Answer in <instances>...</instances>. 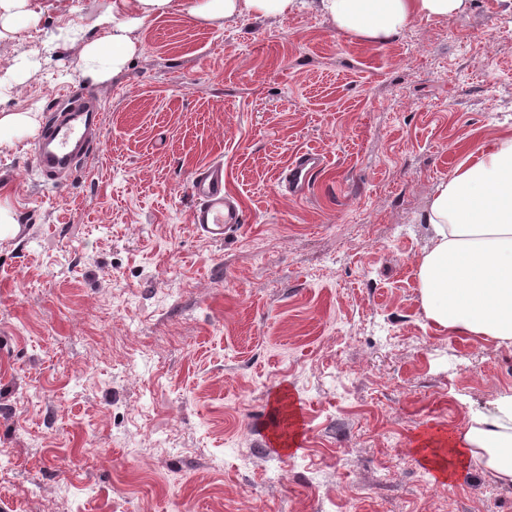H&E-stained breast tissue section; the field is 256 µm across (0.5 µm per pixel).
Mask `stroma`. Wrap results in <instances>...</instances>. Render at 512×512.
<instances>
[{
	"label": "stroma",
	"mask_w": 512,
	"mask_h": 512,
	"mask_svg": "<svg viewBox=\"0 0 512 512\" xmlns=\"http://www.w3.org/2000/svg\"><path fill=\"white\" fill-rule=\"evenodd\" d=\"M196 2L103 81L80 54L113 0H26L0 32V114L102 103L57 180L37 129L0 146V512H512L416 450L512 392V345L437 332L417 288L459 144L512 126V0L388 42ZM301 151L324 167L291 196ZM214 162L244 214L220 242L188 222Z\"/></svg>",
	"instance_id": "35a3bbf8"
}]
</instances>
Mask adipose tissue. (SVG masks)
<instances>
[{
    "label": "adipose tissue",
    "instance_id": "1",
    "mask_svg": "<svg viewBox=\"0 0 512 512\" xmlns=\"http://www.w3.org/2000/svg\"><path fill=\"white\" fill-rule=\"evenodd\" d=\"M133 14L120 10L98 21L104 34L81 53L83 69L98 73L104 64L120 71L135 45L134 21L169 10L172 0H134ZM315 5L340 30L386 42L415 18H448L465 0H207L190 15L233 19L242 15L295 13ZM462 160L432 197L425 215L433 235L418 267L427 317L451 335L490 337L512 344V129L462 146ZM420 447L448 480L475 465L498 484L512 487V394L474 415L468 429L425 435Z\"/></svg>",
    "mask_w": 512,
    "mask_h": 512
}]
</instances>
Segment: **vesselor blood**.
I'll return each instance as SVG.
<instances>
[{
  "instance_id": "1",
  "label": "vessel or blood",
  "mask_w": 512,
  "mask_h": 512,
  "mask_svg": "<svg viewBox=\"0 0 512 512\" xmlns=\"http://www.w3.org/2000/svg\"><path fill=\"white\" fill-rule=\"evenodd\" d=\"M99 106L92 96L76 95L69 105L55 111L45 137L34 148V161L44 176L66 169L75 157V146L88 142V131L96 125ZM321 168L319 155L303 151L295 154L281 182L289 193L301 192ZM195 203L189 211V222L197 233L214 241L223 240L227 231L243 221L237 199L224 190V169L207 165L198 169L190 183Z\"/></svg>"
}]
</instances>
